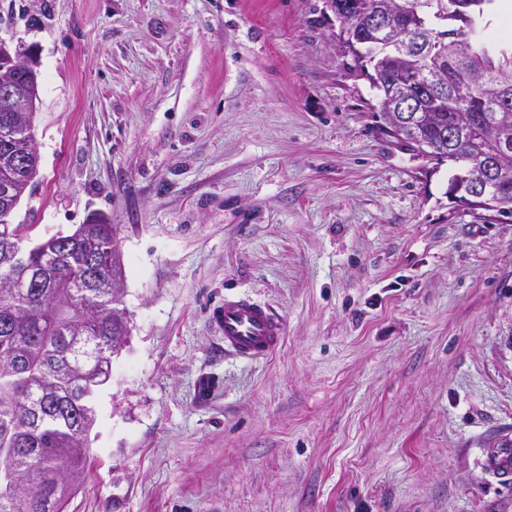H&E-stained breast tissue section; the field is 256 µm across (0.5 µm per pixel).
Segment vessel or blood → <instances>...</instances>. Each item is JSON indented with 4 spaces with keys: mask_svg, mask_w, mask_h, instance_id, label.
Returning a JSON list of instances; mask_svg holds the SVG:
<instances>
[{
    "mask_svg": "<svg viewBox=\"0 0 512 512\" xmlns=\"http://www.w3.org/2000/svg\"><path fill=\"white\" fill-rule=\"evenodd\" d=\"M210 320L224 338L225 352L246 361L267 359L283 341V322L268 307L246 296L225 297L212 308ZM486 467L499 482L512 484L511 450L492 453Z\"/></svg>",
    "mask_w": 512,
    "mask_h": 512,
    "instance_id": "b4317fda",
    "label": "vessel or blood"
}]
</instances>
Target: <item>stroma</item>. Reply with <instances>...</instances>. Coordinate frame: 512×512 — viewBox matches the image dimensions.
I'll use <instances>...</instances> for the list:
<instances>
[{"instance_id":"obj_1","label":"stroma","mask_w":512,"mask_h":512,"mask_svg":"<svg viewBox=\"0 0 512 512\" xmlns=\"http://www.w3.org/2000/svg\"><path fill=\"white\" fill-rule=\"evenodd\" d=\"M324 0H0L40 73L14 215L120 227L130 334L67 512H512V218L380 128ZM244 294L280 349L225 355ZM210 379L211 390L199 383ZM210 320L223 335L224 352L246 361L267 359L283 341V322L246 296L224 297L212 308ZM487 471L501 483L512 484V452L510 448L492 453L486 459Z\"/></svg>"}]
</instances>
